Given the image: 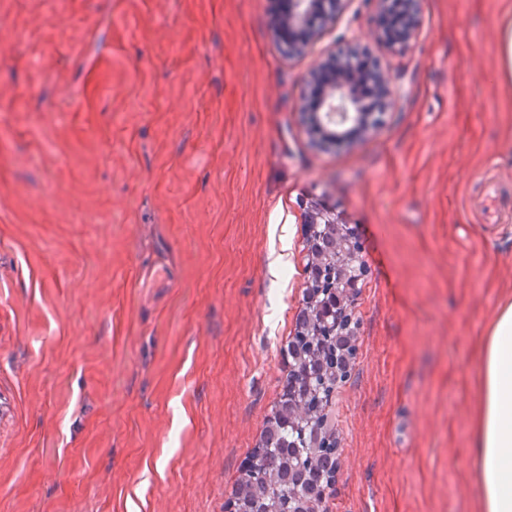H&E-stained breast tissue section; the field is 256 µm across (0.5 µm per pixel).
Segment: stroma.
<instances>
[{
  "label": "stroma",
  "mask_w": 512,
  "mask_h": 512,
  "mask_svg": "<svg viewBox=\"0 0 512 512\" xmlns=\"http://www.w3.org/2000/svg\"><path fill=\"white\" fill-rule=\"evenodd\" d=\"M507 0H352L313 50L269 0H0V512H226L278 404L326 199L366 264L327 410L329 512H472L479 337L512 291ZM397 99L307 135L326 50ZM403 5L404 20L398 32L384 34L387 47L394 51L413 48L418 30V17L421 13L420 0H398ZM500 75L503 81L512 85V17L504 18L498 40Z\"/></svg>",
  "instance_id": "obj_1"
}]
</instances>
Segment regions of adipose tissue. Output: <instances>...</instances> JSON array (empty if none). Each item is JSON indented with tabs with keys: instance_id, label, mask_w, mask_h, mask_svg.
<instances>
[{
	"instance_id": "1",
	"label": "adipose tissue",
	"mask_w": 512,
	"mask_h": 512,
	"mask_svg": "<svg viewBox=\"0 0 512 512\" xmlns=\"http://www.w3.org/2000/svg\"><path fill=\"white\" fill-rule=\"evenodd\" d=\"M477 403L469 459L475 512H512V299L497 306L475 362Z\"/></svg>"
}]
</instances>
